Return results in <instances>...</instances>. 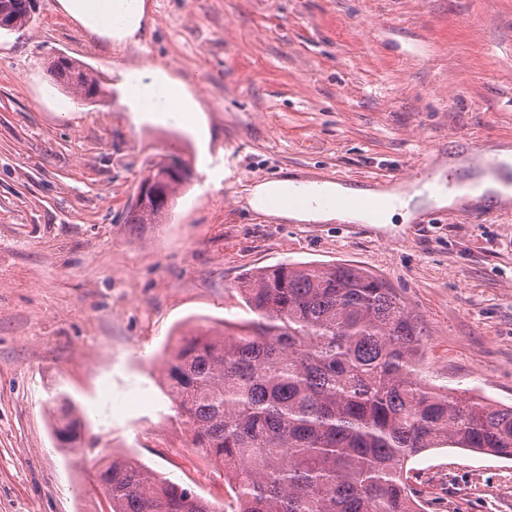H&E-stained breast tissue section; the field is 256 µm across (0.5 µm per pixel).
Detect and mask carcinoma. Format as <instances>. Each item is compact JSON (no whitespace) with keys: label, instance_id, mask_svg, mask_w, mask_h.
Listing matches in <instances>:
<instances>
[{"label":"carcinoma","instance_id":"cac0c4a2","mask_svg":"<svg viewBox=\"0 0 512 512\" xmlns=\"http://www.w3.org/2000/svg\"><path fill=\"white\" fill-rule=\"evenodd\" d=\"M34 21L30 0H0V30ZM55 85L89 100L97 79L57 57ZM159 155L145 174L156 197L127 224H160L187 180ZM257 318L185 333L165 363L175 418L192 445L224 464L231 512H419L408 463L433 448L512 459V406L462 401L426 388L415 356L417 320L382 279L349 263L288 264L242 275ZM53 433L77 447L78 407L55 398ZM111 512H223L134 457H107L93 474Z\"/></svg>","mask_w":512,"mask_h":512}]
</instances>
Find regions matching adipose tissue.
I'll return each instance as SVG.
<instances>
[{"mask_svg": "<svg viewBox=\"0 0 512 512\" xmlns=\"http://www.w3.org/2000/svg\"><path fill=\"white\" fill-rule=\"evenodd\" d=\"M63 12L90 34L107 41L133 39L141 29L145 16V0H58ZM125 96L134 112H151L161 118H172L186 125L201 124L198 104L182 85L159 70H132L125 75ZM299 181L281 179L255 186L247 203L253 210L295 222L346 221L361 224L409 222L426 206L431 190L423 185L409 193L388 192L391 204L381 211L366 208H312L288 206L281 199L300 189Z\"/></svg>", "mask_w": 512, "mask_h": 512, "instance_id": "ef3b65f1", "label": "adipose tissue"}]
</instances>
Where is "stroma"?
<instances>
[{
	"label": "stroma",
	"instance_id": "1",
	"mask_svg": "<svg viewBox=\"0 0 512 512\" xmlns=\"http://www.w3.org/2000/svg\"><path fill=\"white\" fill-rule=\"evenodd\" d=\"M146 5L121 46L58 0L0 32V512H109L89 484L109 453L227 504L223 466L191 447L158 379L180 331L251 318L237 285L255 268L370 271L423 330L424 382L512 405V215L294 224L247 204L265 181L385 188L467 144H511L512 0ZM61 54L92 67L99 97L53 85ZM145 68L184 84L204 129L130 111L124 75ZM159 154L190 182L169 223H126ZM60 391L85 419L76 454L51 434ZM411 466L423 512H512V460L435 448Z\"/></svg>",
	"mask_w": 512,
	"mask_h": 512
}]
</instances>
